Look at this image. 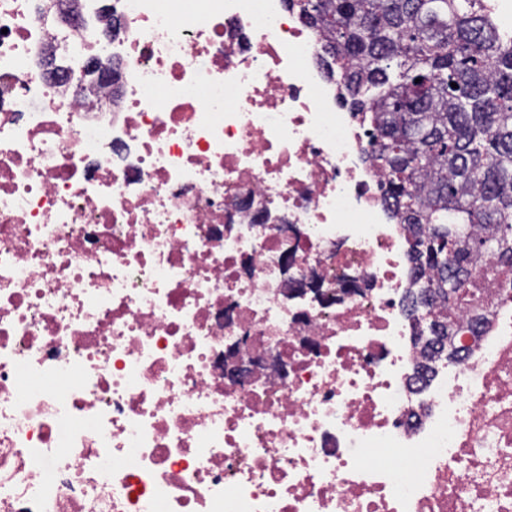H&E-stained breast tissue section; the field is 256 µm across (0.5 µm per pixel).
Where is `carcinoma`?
I'll list each match as a JSON object with an SVG mask.
<instances>
[{
  "label": "carcinoma",
  "mask_w": 512,
  "mask_h": 512,
  "mask_svg": "<svg viewBox=\"0 0 512 512\" xmlns=\"http://www.w3.org/2000/svg\"><path fill=\"white\" fill-rule=\"evenodd\" d=\"M365 127L381 197L446 302L473 259L512 265V32L488 0H286ZM457 87H451V84ZM411 310L448 349V309Z\"/></svg>",
  "instance_id": "cac0c4a2"
}]
</instances>
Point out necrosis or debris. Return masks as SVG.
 <instances>
[{
    "label": "necrosis or debris",
    "instance_id": "necrosis-or-debris-1",
    "mask_svg": "<svg viewBox=\"0 0 512 512\" xmlns=\"http://www.w3.org/2000/svg\"><path fill=\"white\" fill-rule=\"evenodd\" d=\"M59 2L0 0V512H512V270L428 370L430 276L313 29L114 0L105 39ZM91 53L118 95L75 89ZM244 334L272 353L232 380Z\"/></svg>",
    "mask_w": 512,
    "mask_h": 512
}]
</instances>
